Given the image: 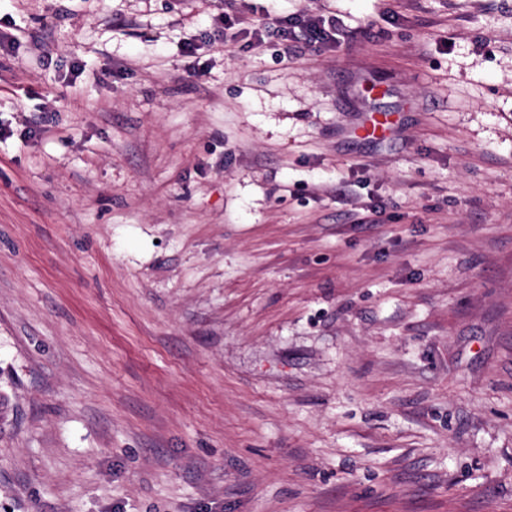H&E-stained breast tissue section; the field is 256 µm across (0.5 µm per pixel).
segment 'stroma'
<instances>
[{
  "instance_id": "stroma-1",
  "label": "stroma",
  "mask_w": 512,
  "mask_h": 512,
  "mask_svg": "<svg viewBox=\"0 0 512 512\" xmlns=\"http://www.w3.org/2000/svg\"><path fill=\"white\" fill-rule=\"evenodd\" d=\"M220 5L0 0V512H512V0ZM262 17L251 29H242L244 36H250L249 41L261 42L264 36H275L287 52L288 45L298 41L318 47L336 44V20L333 18L313 17L302 11L274 18L266 12Z\"/></svg>"
}]
</instances>
